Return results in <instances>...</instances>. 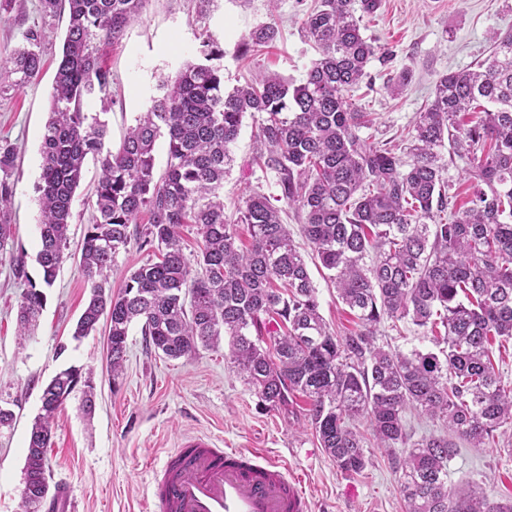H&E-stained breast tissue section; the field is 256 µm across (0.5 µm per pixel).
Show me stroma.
Wrapping results in <instances>:
<instances>
[{
	"label": "stroma",
	"instance_id": "35a3bbf8",
	"mask_svg": "<svg viewBox=\"0 0 512 512\" xmlns=\"http://www.w3.org/2000/svg\"><path fill=\"white\" fill-rule=\"evenodd\" d=\"M316 0H146L142 19L128 27L116 44L102 48L101 61L112 76L115 103L107 119L112 145L147 109L164 79L175 78L195 60L200 38L209 35L224 47V85L233 87L252 73L275 71L301 79L317 56L301 34L302 21ZM272 22L276 41L242 58L239 40L258 24ZM67 16L44 27V70L20 91L0 97V140L18 152L12 175L13 235L0 250V406L14 413L11 426L0 428V512H17L23 489V466L33 419L39 414L44 387L70 366L92 370L96 408L85 415L80 392H73L51 428L48 461L53 512H146L153 471L185 437L208 435L231 448L264 450L284 464L312 502V512H405L400 478L390 456L369 449L370 462L358 474L341 472L310 425L308 406L265 408L225 361L227 346L199 349L169 359L151 349L133 325L127 339L124 370L112 378L106 363V337L96 333L72 338L73 327L90 288L79 268V246L90 217L88 196L97 174L87 162L72 205L68 256L29 335L18 333L17 306L28 283H41L39 206L33 184L40 172L41 133L50 109L56 61ZM41 23L39 0H14L0 14V61ZM366 36L394 51L388 66L371 62L358 90L356 105L373 113L371 134L388 143L408 128L430 99L438 75L476 65L487 55L493 34L512 31V0H381L364 19ZM411 78L397 85L401 71ZM258 120L245 116L233 146L235 162L224 179V207L235 216L245 192L263 186L275 192L252 165ZM27 255L29 281L14 278L10 256ZM318 289L320 312L330 330H357L355 317L310 267ZM479 483L499 501L512 500V425L498 429L486 447L464 448L448 466V482Z\"/></svg>",
	"mask_w": 512,
	"mask_h": 512
}]
</instances>
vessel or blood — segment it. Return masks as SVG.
I'll return each instance as SVG.
<instances>
[{
    "instance_id": "obj_1",
    "label": "vessel or blood",
    "mask_w": 512,
    "mask_h": 512,
    "mask_svg": "<svg viewBox=\"0 0 512 512\" xmlns=\"http://www.w3.org/2000/svg\"><path fill=\"white\" fill-rule=\"evenodd\" d=\"M152 512H312L284 465L255 450L185 439L157 470Z\"/></svg>"
}]
</instances>
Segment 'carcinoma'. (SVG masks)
<instances>
[{
	"instance_id": "obj_1",
	"label": "carcinoma",
	"mask_w": 512,
	"mask_h": 512,
	"mask_svg": "<svg viewBox=\"0 0 512 512\" xmlns=\"http://www.w3.org/2000/svg\"><path fill=\"white\" fill-rule=\"evenodd\" d=\"M145 2L40 0L42 20L68 14L34 184L37 261L47 287L65 258L85 162L91 156L100 164L79 259L90 296L73 339L90 336L106 318V361L115 378L133 323L154 350L173 359L226 337L229 363L269 408L286 410L296 395L309 401L316 437L344 473L369 464L364 437L352 425L364 419L376 447L401 472L406 512H512V501L493 500L474 484L448 485L459 442L483 448L512 423V387L493 363L495 343L512 340V32L495 35L475 68L438 76L406 146L391 148L360 136L373 119L348 97L372 60L385 65L394 57L362 32V15L373 14L379 0H360L358 9L355 0H319L303 23L318 58L301 80L264 73L227 90L224 47L208 36L197 60L159 84L161 94L114 149L101 119L114 100L100 46L140 21ZM277 34L274 24L262 23L237 52L246 56ZM42 42L43 28L26 31L0 65V95L40 74ZM477 107L479 122H460ZM247 113L260 115L255 161L273 174L281 195L260 185L233 219L224 213V177ZM163 134L167 162L158 177L154 147ZM16 157V147L0 144L1 248L11 234ZM459 161L471 178L462 209L449 177ZM282 200L302 214L312 260L358 319V330L338 336L328 329L307 259L281 222ZM143 212L149 224L131 233ZM183 224L196 225L202 237L192 263L179 235ZM134 238L156 260L131 271L114 294L109 272ZM11 263L16 279L30 281L24 253ZM44 299L33 284L21 295V335L29 334ZM388 319L430 328L436 348L377 344ZM79 385L89 414L92 372L71 366L43 390L20 512H39L48 497L51 423ZM410 408L441 421L447 433L411 440L404 422Z\"/></svg>"
}]
</instances>
